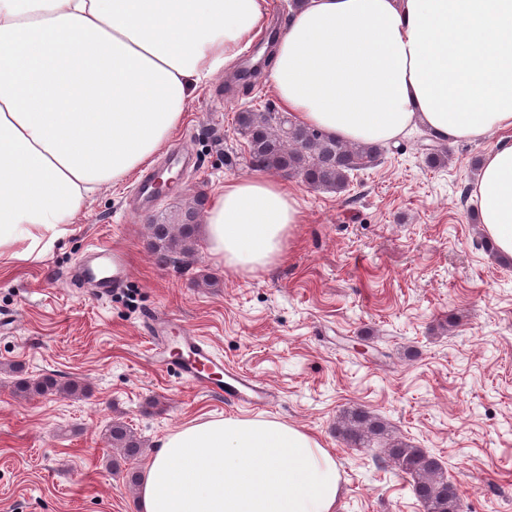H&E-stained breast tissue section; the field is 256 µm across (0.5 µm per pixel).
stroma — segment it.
<instances>
[{"label":"stroma","instance_id":"1","mask_svg":"<svg viewBox=\"0 0 512 512\" xmlns=\"http://www.w3.org/2000/svg\"><path fill=\"white\" fill-rule=\"evenodd\" d=\"M238 70L211 78L154 156L151 173L175 178L167 194L133 205L130 174L94 194L42 258L0 270V512H135L130 475L166 435L196 419L254 417L157 361L151 331L164 320L171 336L202 337L268 386L264 417L332 453L336 512H423L409 477L382 463L384 440L355 446L337 433L354 407L439 458L460 512H512V262L479 247L478 216L462 197L496 134L451 145L432 167L422 151L431 136L414 127L340 194L285 177L304 222L268 270L231 272L201 240L161 264L149 225L176 222L250 175L235 116L281 109L268 77L247 87ZM96 245L129 262L127 284L104 298L77 275ZM46 374L85 391L15 392L16 377ZM117 420L148 446L115 473L104 433Z\"/></svg>","mask_w":512,"mask_h":512}]
</instances>
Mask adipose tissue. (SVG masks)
I'll list each match as a JSON object with an SVG mask.
<instances>
[{
	"mask_svg": "<svg viewBox=\"0 0 512 512\" xmlns=\"http://www.w3.org/2000/svg\"><path fill=\"white\" fill-rule=\"evenodd\" d=\"M267 0H0V261L40 258L98 187L146 164L189 102L268 22ZM298 123L352 143L414 125L444 143L499 138L471 196L512 261V0H302L269 73ZM303 213L262 171L225 182L210 254L235 272L279 262ZM334 456L274 419L217 417L169 433L140 512H336Z\"/></svg>",
	"mask_w": 512,
	"mask_h": 512,
	"instance_id": "1",
	"label": "adipose tissue"
}]
</instances>
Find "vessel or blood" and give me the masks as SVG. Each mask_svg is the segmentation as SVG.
<instances>
[{
    "label": "vessel or blood",
    "mask_w": 512,
    "mask_h": 512,
    "mask_svg": "<svg viewBox=\"0 0 512 512\" xmlns=\"http://www.w3.org/2000/svg\"><path fill=\"white\" fill-rule=\"evenodd\" d=\"M84 278L93 282L99 293L121 288L129 276V267L119 251L99 247L88 255L82 266ZM187 357L178 361L182 377L208 392L223 393L226 401L261 410L268 407L273 395L262 383L233 366H219L218 357L205 340L193 335L183 336Z\"/></svg>",
    "instance_id": "b4317fda"
}]
</instances>
